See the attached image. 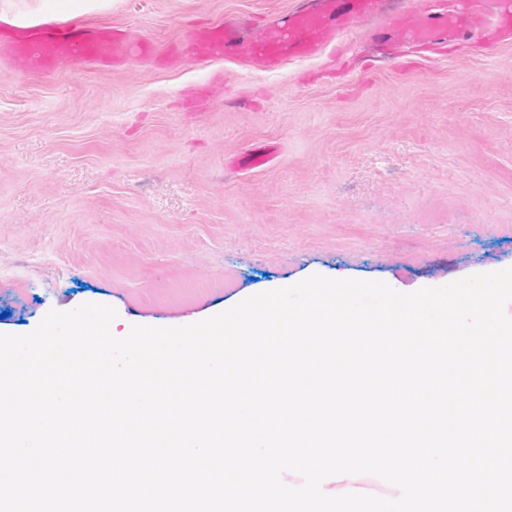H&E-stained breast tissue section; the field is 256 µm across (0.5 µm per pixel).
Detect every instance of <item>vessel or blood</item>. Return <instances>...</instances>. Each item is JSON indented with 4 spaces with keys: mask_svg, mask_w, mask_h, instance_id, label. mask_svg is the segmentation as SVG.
Returning <instances> with one entry per match:
<instances>
[{
    "mask_svg": "<svg viewBox=\"0 0 512 512\" xmlns=\"http://www.w3.org/2000/svg\"><path fill=\"white\" fill-rule=\"evenodd\" d=\"M464 0H295L289 11L253 28L235 17L194 25L170 58L185 67L217 61L247 72H276L339 51L360 37L390 45L433 46L479 41L484 30L512 28V0H484L488 11L466 9ZM141 38L111 27H86L48 16L0 25V62L31 74L78 71L87 65L120 67L155 57Z\"/></svg>",
    "mask_w": 512,
    "mask_h": 512,
    "instance_id": "1",
    "label": "vessel or blood"
}]
</instances>
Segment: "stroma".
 <instances>
[{"label":"stroma","mask_w":512,"mask_h":512,"mask_svg":"<svg viewBox=\"0 0 512 512\" xmlns=\"http://www.w3.org/2000/svg\"><path fill=\"white\" fill-rule=\"evenodd\" d=\"M292 0H87L79 16L161 46ZM147 60L39 76L0 64V334L112 306L178 327L319 274L414 292L512 268V32L405 55L350 48L238 72ZM258 147L273 161L242 169Z\"/></svg>","instance_id":"35a3bbf8"}]
</instances>
